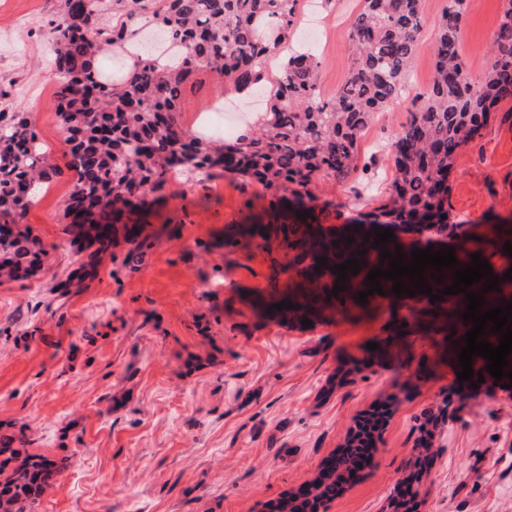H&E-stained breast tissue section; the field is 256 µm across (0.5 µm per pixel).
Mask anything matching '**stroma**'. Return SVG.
<instances>
[{"instance_id":"35a3bbf8","label":"stroma","mask_w":512,"mask_h":512,"mask_svg":"<svg viewBox=\"0 0 512 512\" xmlns=\"http://www.w3.org/2000/svg\"><path fill=\"white\" fill-rule=\"evenodd\" d=\"M362 0L322 10L316 39L323 96L348 77L349 28ZM448 0H425L419 48L402 97L375 113L344 181L311 186L315 205L345 234L358 212L386 202L395 170L388 146L415 95L432 84L429 45ZM61 0H0V88L31 114L59 172L23 222L47 250L37 273L0 282V433L25 429L33 451L65 461L59 488L37 512H263L310 483L361 411L387 399L394 415L373 464L327 512H385L412 469L425 429L428 465L418 512H512V388L494 377L458 379L460 348L441 349L429 298L353 300L303 325L253 311L272 273L270 255L238 244L239 227L268 205L262 185L226 174L169 180L147 216L152 246L128 260L124 238L94 261L81 287L60 283L88 256L65 232L74 185L54 109L59 81L37 28ZM505 0H468L460 60L471 77L490 63ZM250 92L220 89L195 71L180 112L186 128L221 135L227 111L263 112ZM448 208L463 225L449 245L506 262L493 226L512 220V101L459 151ZM406 317L394 331L395 317Z\"/></svg>"}]
</instances>
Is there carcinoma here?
Masks as SVG:
<instances>
[{
	"mask_svg": "<svg viewBox=\"0 0 512 512\" xmlns=\"http://www.w3.org/2000/svg\"><path fill=\"white\" fill-rule=\"evenodd\" d=\"M466 0H448L437 20L431 89L416 97L409 120L390 144L396 179L390 199L359 214L358 224H428L453 233L461 225L448 210V176L459 150L480 135L494 108L512 100V3L494 34L491 63L473 83L464 71L458 38ZM299 0H63L41 27L55 46L61 75L56 113L68 132V169L74 189L63 210L71 242L105 246L117 223L137 224L152 207L169 175L178 171L205 178L234 174L269 189L290 192L289 203L304 208L309 185L343 180L357 169L358 140L374 113L404 92L418 49L423 0H363L348 39L351 72L330 99L319 88V62L293 49L269 91V120L234 139L206 142L184 128L179 103L189 76L206 68L238 87L259 82L257 71L274 49L288 44L297 26ZM130 64L118 84L104 80L101 55L112 48ZM0 89V221L15 224L37 193L57 174L32 120L11 112ZM254 233L274 254L268 287L304 292L306 303L289 314L328 306L338 280L335 265L356 258L361 270L346 274V292L370 289L368 273L389 269L381 259L391 242L357 236L349 243L326 229L315 239L308 223L259 224ZM364 255H358L359 251ZM46 251L29 229L0 233V277L36 273ZM327 262L320 263L321 258ZM32 440L19 430L0 435V512H35L45 493L59 484L66 463L30 453ZM352 477L349 458L312 481L315 498Z\"/></svg>",
	"mask_w": 512,
	"mask_h": 512,
	"instance_id": "1",
	"label": "carcinoma"
}]
</instances>
